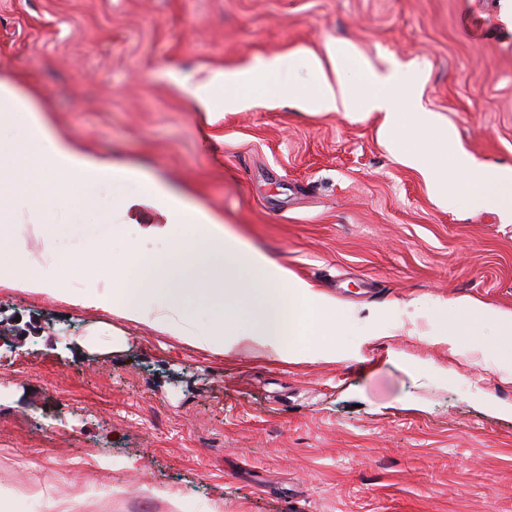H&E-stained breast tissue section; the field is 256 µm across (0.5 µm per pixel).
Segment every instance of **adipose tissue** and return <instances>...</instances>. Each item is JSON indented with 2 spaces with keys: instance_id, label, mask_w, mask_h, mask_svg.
<instances>
[{
  "instance_id": "1",
  "label": "adipose tissue",
  "mask_w": 512,
  "mask_h": 512,
  "mask_svg": "<svg viewBox=\"0 0 512 512\" xmlns=\"http://www.w3.org/2000/svg\"><path fill=\"white\" fill-rule=\"evenodd\" d=\"M307 69L313 84L301 88L288 75ZM351 69L367 97L356 104L340 73ZM297 101L308 112H363L384 115L383 137L399 150L402 137L434 142L440 155H452L453 171L417 154L405 156L426 180L435 203L455 209L460 198L486 200L489 181L512 186V166H490L456 149L451 133L433 112L400 108L394 76L379 75L356 60L342 43L320 58L305 49L248 67L215 72L191 94L208 121L270 93ZM150 201L160 215L138 224L135 208ZM87 217V224L65 222V214ZM162 243L150 257L133 250L115 252L126 232ZM87 241L80 265L97 270L99 290L69 287L58 272L64 239ZM42 242L27 249L28 235ZM34 294H48L72 305L96 308L134 323H146L191 344L215 351L259 347L286 362L332 360L334 336L346 331L335 298L319 291L266 254L247 244L223 219L140 166L101 157L60 133L41 110L11 85L0 83V280ZM195 306L222 315L209 325L195 323ZM446 333L457 336L493 324L512 337V310L474 298L448 300Z\"/></svg>"
}]
</instances>
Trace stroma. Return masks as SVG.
I'll return each mask as SVG.
<instances>
[{"label":"stroma","instance_id":"1","mask_svg":"<svg viewBox=\"0 0 512 512\" xmlns=\"http://www.w3.org/2000/svg\"><path fill=\"white\" fill-rule=\"evenodd\" d=\"M339 42L512 165V0H0V82L59 131L189 192L352 327L388 310L344 359L295 364L0 283L12 512H512V343L439 337L446 300L512 310V223L436 206L382 113L271 97L209 124L186 92Z\"/></svg>","mask_w":512,"mask_h":512}]
</instances>
